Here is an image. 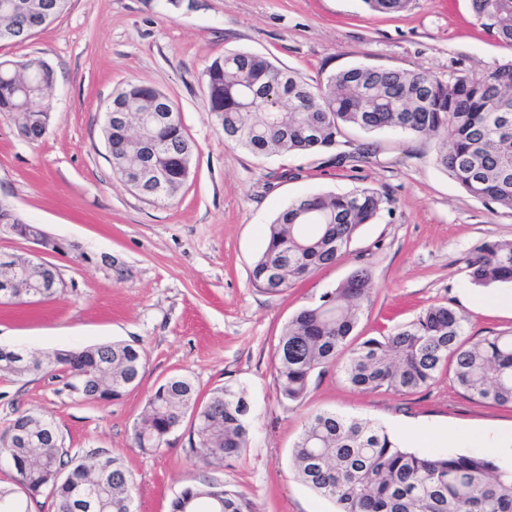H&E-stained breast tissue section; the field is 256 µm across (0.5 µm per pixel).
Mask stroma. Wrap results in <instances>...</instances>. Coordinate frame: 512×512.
<instances>
[{
	"label": "stroma",
	"instance_id": "1",
	"mask_svg": "<svg viewBox=\"0 0 512 512\" xmlns=\"http://www.w3.org/2000/svg\"><path fill=\"white\" fill-rule=\"evenodd\" d=\"M230 52L266 55L313 84L360 63L444 77L512 62V47L482 30L470 0H413L399 14L369 12L363 0H69L25 42L0 43V58L42 60L57 78L42 139L24 140L0 115V200L50 236L114 260L108 271L71 254H43L65 289L53 301L1 305L0 346L38 355L123 340L147 360L141 385L108 402L74 397L61 371L0 372V434L20 411L40 412L57 425L68 455L97 448L124 458L134 512H171L203 462L187 453L184 429L150 451L135 447L133 429L149 392L187 374L204 397L227 384L246 392L251 444L223 477L254 512H336L333 500L295 476L292 449L311 413L371 419L403 446L435 456L470 452L474 430L511 433V407L469 399L448 375L407 395L362 392L345 383L342 355L313 375L301 402H281L274 356L285 324L363 267L372 281L353 340L389 332L438 303L467 315L471 340L512 330L511 306L473 303L479 288L467 271L483 243L512 241V210L472 198L439 169L434 139L349 132L352 145L376 149L356 169L323 155L260 159L225 142L207 110L203 72ZM129 81L173 100L197 146L171 202L142 199L112 170L103 110ZM362 185L384 189L392 204L361 226L343 258L282 293L252 286L249 268L277 209Z\"/></svg>",
	"mask_w": 512,
	"mask_h": 512
}]
</instances>
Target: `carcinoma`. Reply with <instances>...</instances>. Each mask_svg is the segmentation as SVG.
Returning <instances> with one entry per match:
<instances>
[{
  "instance_id": "1",
  "label": "carcinoma",
  "mask_w": 512,
  "mask_h": 512,
  "mask_svg": "<svg viewBox=\"0 0 512 512\" xmlns=\"http://www.w3.org/2000/svg\"><path fill=\"white\" fill-rule=\"evenodd\" d=\"M43 0H0V36L24 41L25 16ZM376 13L404 12L412 0H363ZM477 23L512 46V0H471ZM208 111L224 140L256 157L283 153L330 154L337 166L367 162L370 149L345 151L350 129H388L443 147L435 157L440 169L471 197L512 210V62L474 76L464 70L444 80L428 70L353 65L317 85L269 57L234 52L204 71ZM56 85L53 68L42 60L0 59V114L19 134L42 138L49 125V101ZM252 91L247 97L244 91ZM130 111L127 123L104 122L112 168L130 189L128 171L146 152L166 171L153 203L174 200L193 167L195 144L180 112L154 119L161 106L174 103L161 91L130 81L104 107L117 103ZM385 190L371 185L338 194L316 193L289 202L267 225L266 244L250 267V281L267 293L338 261L364 224L389 208ZM282 269L272 278L273 266ZM477 286L512 284V242L480 246L467 265ZM371 272L355 271L320 302L306 307L285 325L276 352L275 381L285 403L302 401L312 374L348 351L344 381L364 392L411 394L432 386L447 372L471 399L512 405V331L479 340L466 337V315L447 304L421 310L411 322L382 336L349 342L369 301ZM43 371L56 368L70 377V392L84 400L106 401L139 386L146 368L136 345L114 341L81 351L56 349L37 358ZM250 406L244 390L224 385L200 398L194 379L176 374L152 390L134 429L143 450L161 447L190 417L189 452H205L212 474L186 488L172 502L184 512L197 499L201 512L217 501L222 512H253L252 502L216 476L224 463L250 445ZM33 412L18 414L0 436V463L15 472V486L0 487V512H30V500L42 493L53 512H133L134 483L124 460L103 451L90 461H75L62 439L46 429L33 443L13 441L30 429ZM292 455L298 479L339 506L338 512H512V467L486 455L431 456L400 445L386 428L367 418L336 412L309 414ZM25 487L31 493L19 492Z\"/></svg>"
}]
</instances>
